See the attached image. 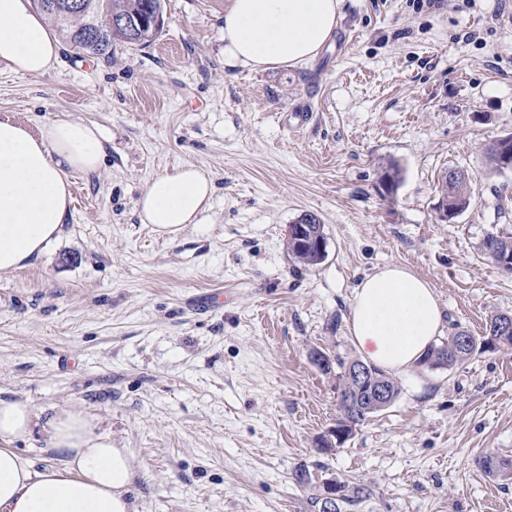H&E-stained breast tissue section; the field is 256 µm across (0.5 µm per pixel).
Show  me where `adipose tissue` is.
Segmentation results:
<instances>
[{"mask_svg": "<svg viewBox=\"0 0 512 512\" xmlns=\"http://www.w3.org/2000/svg\"><path fill=\"white\" fill-rule=\"evenodd\" d=\"M346 0H225L224 62L251 71L297 68L328 46ZM62 45L31 0H0V64L40 76ZM107 143L97 124L55 118L39 132L0 120V273L33 265L64 237L73 209L74 174L97 172ZM214 193L212 179L191 164L156 174L136 208L141 223L174 235L200 223ZM444 314L431 284L390 264L354 290L349 333L364 362L391 373L419 366L442 336ZM39 416L29 401L0 398V512H137L130 489L134 459L115 447L99 417L63 409L48 420L59 465L36 468L12 444Z\"/></svg>", "mask_w": 512, "mask_h": 512, "instance_id": "ef3b65f1", "label": "adipose tissue"}]
</instances>
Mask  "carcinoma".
Instances as JSON below:
<instances>
[{"instance_id": "1", "label": "carcinoma", "mask_w": 512, "mask_h": 512, "mask_svg": "<svg viewBox=\"0 0 512 512\" xmlns=\"http://www.w3.org/2000/svg\"><path fill=\"white\" fill-rule=\"evenodd\" d=\"M100 9L98 15L112 14L123 16L133 22L147 21L142 27L140 37L132 39L128 30L121 26H115L105 32L102 39L93 42L85 37L86 23L90 19L88 15L77 14L66 20L55 14H49L50 21L55 25L60 37L73 49L93 56L112 59L117 46L120 44L145 46L149 44L160 32L161 26L150 23V17L155 8L163 7L162 0H98ZM442 197L448 200V216H453L459 210L466 209L471 203L470 179L459 178L442 186ZM297 223L301 225V235L291 236L287 240V249L292 258L303 266H316L323 261L320 257V249L326 247L327 238L324 233V225L319 218L312 213L301 215ZM482 253L493 264H501V270L512 273V233H489L481 244ZM500 315H494L487 322L484 333L470 337V343L466 347L459 344L461 333L454 332L441 345L431 346L426 352L421 364H433L435 368L459 366L492 350L496 345H512V335L504 336L499 330L498 320ZM362 365L358 360L339 362L343 373L339 376L340 414L336 418V429L341 440L328 441L321 436L317 440V448L327 453L339 444H344L353 430L364 424L373 412L368 409L370 392L373 387L381 384L388 393L392 404L400 395L398 382L382 370L372 365H365L367 377L360 382L351 378L350 371ZM478 466L493 478L512 479V460L500 459L492 455H484L476 460ZM336 486L337 500L334 512H350L357 507L363 499L367 498L369 491L362 486H352L347 482L334 478L326 479L318 493L310 497V506L315 512H326L323 495L329 485Z\"/></svg>"}]
</instances>
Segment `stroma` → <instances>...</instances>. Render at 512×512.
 <instances>
[{"mask_svg":"<svg viewBox=\"0 0 512 512\" xmlns=\"http://www.w3.org/2000/svg\"><path fill=\"white\" fill-rule=\"evenodd\" d=\"M224 2L164 0L151 45L109 61L66 46L48 75L0 68V120L108 137L100 170L73 178L59 246L0 275V397L39 414L18 449L55 464L47 419L85 407L133 455L138 512H309L329 477L370 488L358 512H512V480L475 464L512 459V346L398 376V399L327 454L339 378L310 359L358 358L354 289L388 264L428 280L446 324L473 335L512 313V273L480 248L512 233V171L485 154L512 134V7L348 0L313 62L251 72L224 62ZM186 163L212 177L211 208L157 234L135 203ZM451 167L472 198L445 222ZM305 213L328 238L314 267L286 250ZM302 465L311 485L294 480Z\"/></svg>","mask_w":512,"mask_h":512,"instance_id":"stroma-1","label":"stroma"}]
</instances>
